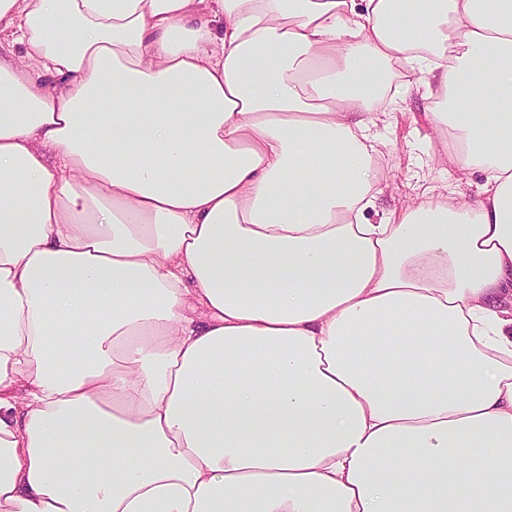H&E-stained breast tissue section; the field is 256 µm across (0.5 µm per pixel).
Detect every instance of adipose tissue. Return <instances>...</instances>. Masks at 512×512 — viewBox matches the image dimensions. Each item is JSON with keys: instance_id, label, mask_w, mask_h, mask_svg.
<instances>
[{"instance_id": "ef3b65f1", "label": "adipose tissue", "mask_w": 512, "mask_h": 512, "mask_svg": "<svg viewBox=\"0 0 512 512\" xmlns=\"http://www.w3.org/2000/svg\"><path fill=\"white\" fill-rule=\"evenodd\" d=\"M1 34L0 512H512V0ZM419 71L482 193L371 224L375 97Z\"/></svg>"}]
</instances>
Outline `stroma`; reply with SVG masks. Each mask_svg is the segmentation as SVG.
Wrapping results in <instances>:
<instances>
[{
	"mask_svg": "<svg viewBox=\"0 0 512 512\" xmlns=\"http://www.w3.org/2000/svg\"><path fill=\"white\" fill-rule=\"evenodd\" d=\"M431 80L430 74L421 73L415 85L396 84L377 106L382 117L373 132L383 178L374 208L365 213L369 222H378L381 215L402 211L430 197L452 201L461 194L470 200L480 195L482 174L470 175L468 184L462 186L457 171L443 161L445 143L430 120L436 109L426 91Z\"/></svg>",
	"mask_w": 512,
	"mask_h": 512,
	"instance_id": "1",
	"label": "stroma"
}]
</instances>
